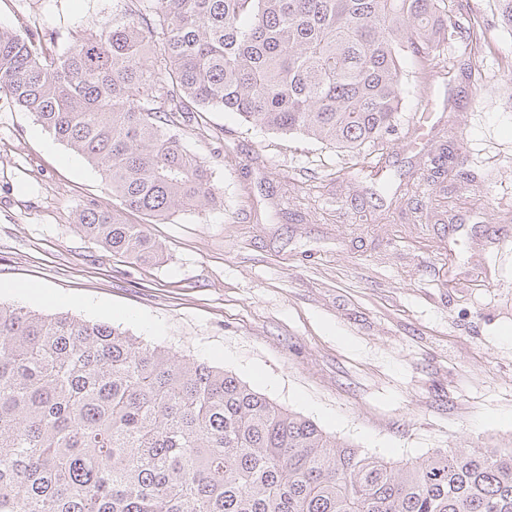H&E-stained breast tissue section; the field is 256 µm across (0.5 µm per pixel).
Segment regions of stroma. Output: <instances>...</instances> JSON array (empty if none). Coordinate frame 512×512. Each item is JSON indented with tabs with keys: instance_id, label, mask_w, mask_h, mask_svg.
Listing matches in <instances>:
<instances>
[{
	"instance_id": "1",
	"label": "stroma",
	"mask_w": 512,
	"mask_h": 512,
	"mask_svg": "<svg viewBox=\"0 0 512 512\" xmlns=\"http://www.w3.org/2000/svg\"><path fill=\"white\" fill-rule=\"evenodd\" d=\"M147 5L0 0V27L59 53ZM456 9L478 47L452 36L429 67L408 61L394 133L360 154L232 112L181 122L224 207L150 224L166 250L154 265L78 232V210L112 203L98 169L0 93V282L33 290L0 301L122 325L372 455L511 445L512 31L492 0ZM449 153L474 181L431 179Z\"/></svg>"
}]
</instances>
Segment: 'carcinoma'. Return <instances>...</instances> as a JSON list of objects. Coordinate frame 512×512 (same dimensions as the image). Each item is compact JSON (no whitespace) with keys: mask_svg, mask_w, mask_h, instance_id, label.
I'll use <instances>...</instances> for the list:
<instances>
[{"mask_svg":"<svg viewBox=\"0 0 512 512\" xmlns=\"http://www.w3.org/2000/svg\"><path fill=\"white\" fill-rule=\"evenodd\" d=\"M455 0H151L54 54L0 28V93L96 165L117 204L75 226L115 256L164 247L125 213L218 209L169 112H235L348 153L391 135L403 61L460 29ZM0 512H512V447L398 465L338 443L221 368L69 313L0 303Z\"/></svg>","mask_w":512,"mask_h":512,"instance_id":"carcinoma-1","label":"carcinoma"}]
</instances>
